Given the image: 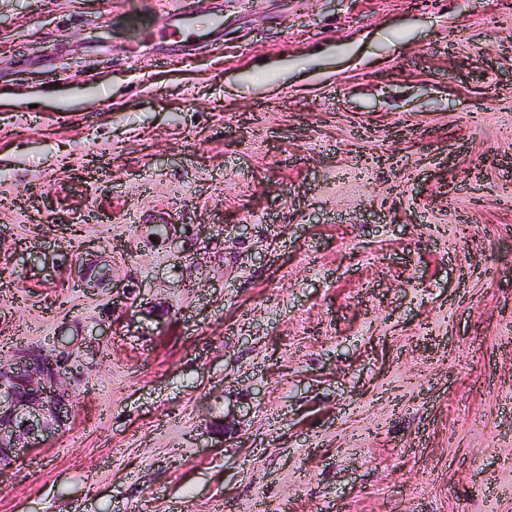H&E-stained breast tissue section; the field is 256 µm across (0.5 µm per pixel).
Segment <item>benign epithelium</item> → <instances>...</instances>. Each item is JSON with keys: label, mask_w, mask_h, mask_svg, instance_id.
<instances>
[{"label": "benign epithelium", "mask_w": 512, "mask_h": 512, "mask_svg": "<svg viewBox=\"0 0 512 512\" xmlns=\"http://www.w3.org/2000/svg\"><path fill=\"white\" fill-rule=\"evenodd\" d=\"M71 373L65 345L54 354L25 352L0 362V467L67 429L75 412L73 391L66 383Z\"/></svg>", "instance_id": "7a95c632"}]
</instances>
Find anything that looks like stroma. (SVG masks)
<instances>
[{
    "label": "stroma",
    "instance_id": "stroma-1",
    "mask_svg": "<svg viewBox=\"0 0 512 512\" xmlns=\"http://www.w3.org/2000/svg\"><path fill=\"white\" fill-rule=\"evenodd\" d=\"M174 2L0 0V512H512V0ZM59 348L0 361V468L22 450L43 447L71 423L76 405L66 375L73 370L68 347Z\"/></svg>",
    "mask_w": 512,
    "mask_h": 512
}]
</instances>
